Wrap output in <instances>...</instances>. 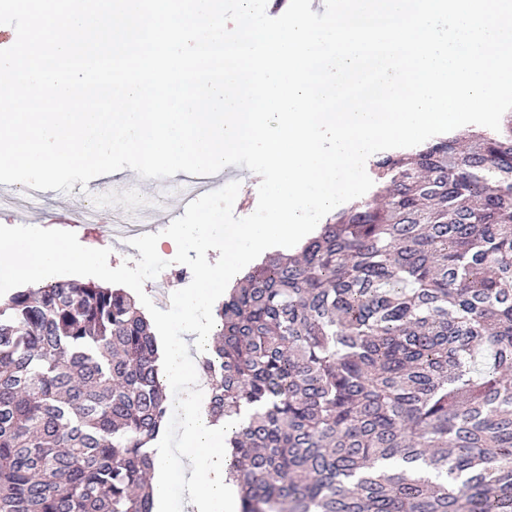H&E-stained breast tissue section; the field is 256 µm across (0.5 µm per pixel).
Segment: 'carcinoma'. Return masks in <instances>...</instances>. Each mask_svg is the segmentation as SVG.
Instances as JSON below:
<instances>
[{
    "label": "carcinoma",
    "mask_w": 512,
    "mask_h": 512,
    "mask_svg": "<svg viewBox=\"0 0 512 512\" xmlns=\"http://www.w3.org/2000/svg\"><path fill=\"white\" fill-rule=\"evenodd\" d=\"M470 139L379 157L383 200L215 306L239 512H512V114ZM159 360L122 288L0 300V512H153Z\"/></svg>",
    "instance_id": "carcinoma-1"
}]
</instances>
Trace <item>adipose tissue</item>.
I'll return each mask as SVG.
<instances>
[{
	"label": "adipose tissue",
	"mask_w": 512,
	"mask_h": 512,
	"mask_svg": "<svg viewBox=\"0 0 512 512\" xmlns=\"http://www.w3.org/2000/svg\"><path fill=\"white\" fill-rule=\"evenodd\" d=\"M166 379L183 386L188 397L182 404V420L175 447L159 449L151 482L156 501L167 495V476L187 478L189 512H238L234 488L227 482L229 459L222 446L232 424L215 425L198 405L196 396L204 385L199 371L189 369L181 337H172L166 356Z\"/></svg>",
	"instance_id": "obj_1"
}]
</instances>
